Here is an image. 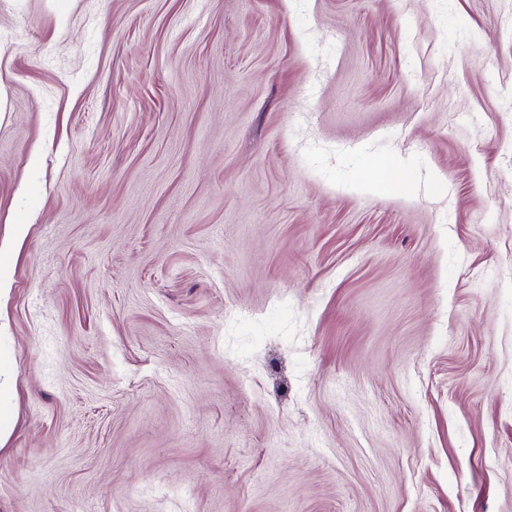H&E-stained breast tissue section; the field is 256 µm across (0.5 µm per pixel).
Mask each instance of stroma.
I'll return each mask as SVG.
<instances>
[{"label": "stroma", "mask_w": 512, "mask_h": 512, "mask_svg": "<svg viewBox=\"0 0 512 512\" xmlns=\"http://www.w3.org/2000/svg\"><path fill=\"white\" fill-rule=\"evenodd\" d=\"M0 90V512H512V0H0Z\"/></svg>", "instance_id": "1"}]
</instances>
